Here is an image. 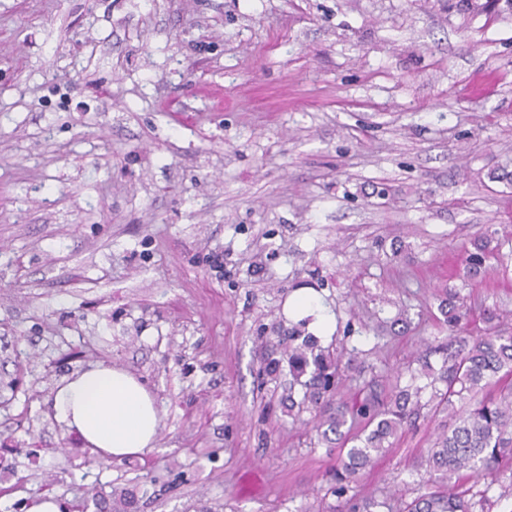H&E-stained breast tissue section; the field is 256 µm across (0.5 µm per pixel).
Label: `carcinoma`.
Here are the masks:
<instances>
[{
    "instance_id": "obj_1",
    "label": "carcinoma",
    "mask_w": 512,
    "mask_h": 512,
    "mask_svg": "<svg viewBox=\"0 0 512 512\" xmlns=\"http://www.w3.org/2000/svg\"><path fill=\"white\" fill-rule=\"evenodd\" d=\"M464 275L478 278L487 259L499 254L501 240L484 237L471 243ZM443 323L448 327V356L439 371L425 359L411 374L412 383H394L386 396L369 387L362 399L348 404L341 398L345 367L340 359L318 348L313 336L288 337L285 356L297 377L310 374L301 383L303 402L316 410L314 430L325 440H334L344 455L336 467V489L358 479L376 458L390 451L403 424L420 414L421 395L431 389L434 411L448 409L454 424L439 434L421 455L420 467L434 489L404 504L400 512H476L481 501L467 497L462 481L468 477L497 478L501 463L512 460V332L489 329L480 336L467 334L463 299H441ZM425 378L428 383L417 385ZM443 388L436 387V383ZM97 512H137L138 497L130 487L115 488L110 497L93 495ZM390 508L387 501L362 499L347 502L345 512H375Z\"/></svg>"
}]
</instances>
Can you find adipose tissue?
Masks as SVG:
<instances>
[{"mask_svg":"<svg viewBox=\"0 0 512 512\" xmlns=\"http://www.w3.org/2000/svg\"><path fill=\"white\" fill-rule=\"evenodd\" d=\"M290 319L307 320L318 336L331 333V316L308 289L296 290L285 304ZM50 408L68 434L102 459L142 455L154 448L159 415L152 394L129 371L91 365L65 378Z\"/></svg>","mask_w":512,"mask_h":512,"instance_id":"1","label":"adipose tissue"}]
</instances>
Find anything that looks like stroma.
<instances>
[{"label": "stroma", "mask_w": 512, "mask_h": 512, "mask_svg": "<svg viewBox=\"0 0 512 512\" xmlns=\"http://www.w3.org/2000/svg\"><path fill=\"white\" fill-rule=\"evenodd\" d=\"M512 8L505 0H0V512H324L339 458L289 368L265 375L316 289L323 348L408 383L445 291L512 331ZM125 368L160 428L140 457L61 452L49 409L88 364ZM447 413L347 495L414 498ZM493 242L492 235L483 237L478 241L471 243L473 251L467 250V260L464 267V275L469 280L477 279L483 272L485 262L490 257H499V251L502 246L501 240L496 239V245L491 246ZM285 311L288 318L297 321L305 318L312 320L307 324L308 330L315 336H328L331 333V318L327 309L323 306L318 297L308 288L296 290L285 304ZM92 501L98 512H137L138 508L136 490L130 487L112 489L109 498L94 494Z\"/></svg>", "instance_id": "1"}]
</instances>
